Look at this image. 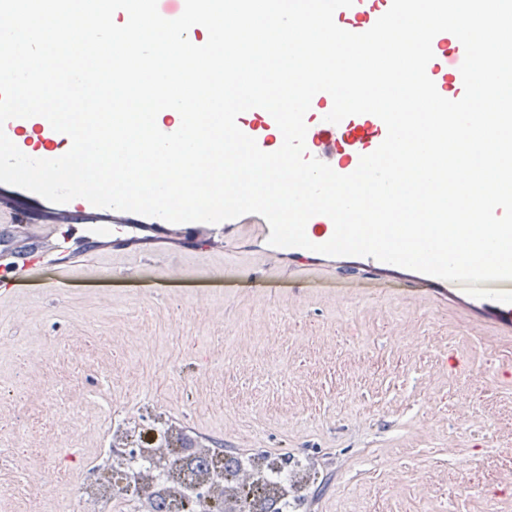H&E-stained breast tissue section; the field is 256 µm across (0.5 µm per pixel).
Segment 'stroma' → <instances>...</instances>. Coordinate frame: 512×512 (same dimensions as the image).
Returning <instances> with one entry per match:
<instances>
[{
    "mask_svg": "<svg viewBox=\"0 0 512 512\" xmlns=\"http://www.w3.org/2000/svg\"><path fill=\"white\" fill-rule=\"evenodd\" d=\"M25 230L45 263L0 305V387L23 388L0 402V448L45 443L64 384L86 395L92 462L101 405L139 406L212 448L324 461L318 512H512V334L454 298L342 267L302 280L217 238L88 224L75 249L71 224ZM58 262L79 271L41 287ZM68 343L89 347L85 365L20 361Z\"/></svg>",
    "mask_w": 512,
    "mask_h": 512,
    "instance_id": "obj_1",
    "label": "stroma"
}]
</instances>
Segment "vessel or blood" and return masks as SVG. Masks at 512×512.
<instances>
[{
	"label": "vessel or blood",
	"instance_id": "vessel-or-blood-1",
	"mask_svg": "<svg viewBox=\"0 0 512 512\" xmlns=\"http://www.w3.org/2000/svg\"><path fill=\"white\" fill-rule=\"evenodd\" d=\"M392 0H355L348 8L338 9L334 15L336 24L352 33L368 31L376 21L386 13ZM433 58L426 67L428 77L434 82L440 95H447L449 85H462L460 66L465 57V50L460 40L452 33H438L432 40ZM331 96L327 92L314 95L304 121L307 126L305 146L307 156L314 157L328 164L336 173L348 175L354 172L361 156L374 152L384 141L387 128L384 122L372 114L352 115L340 123L327 122L326 116L331 111ZM237 125L246 135L254 138L263 151H270L274 139L280 130L273 116L262 108L249 109L247 115L237 118ZM51 125L41 116L32 118H13L8 120L1 130L15 142L19 149L25 150L27 156H34V149L28 148L22 138L23 132L33 130L45 132ZM0 202L12 205L14 211L11 223L23 224L33 213L44 216L76 213L81 224H149L156 231L165 233L176 231L183 240L199 239L203 230L224 236L228 240L247 239L256 244L260 250H267L270 227L260 215L246 214L233 220L210 226L201 222H187L172 225L157 217H146L134 212L98 208L86 199L76 198L65 204H55L43 197L9 184L0 183ZM307 238L316 244L331 239L334 233L332 220L324 215H316L306 224ZM282 258L295 265L301 275L322 271L330 263V256L304 248L291 247L280 249ZM344 264L362 269L371 274L388 272L396 280L435 288L451 295L459 293V285L424 273L381 262L372 257L347 256ZM464 301L469 310L481 313L490 311L500 327L512 328V304H505L490 298L478 299L465 296Z\"/></svg>",
	"mask_w": 512,
	"mask_h": 512
}]
</instances>
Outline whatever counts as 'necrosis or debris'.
Returning a JSON list of instances; mask_svg holds the SVG:
<instances>
[{"mask_svg":"<svg viewBox=\"0 0 512 512\" xmlns=\"http://www.w3.org/2000/svg\"><path fill=\"white\" fill-rule=\"evenodd\" d=\"M103 447L114 467L102 473L89 467L74 487L63 512H107L115 503L155 502L163 508L185 506L187 512H258L265 485L283 494L278 512H304L301 477L309 466L305 454L288 448H255L240 457L231 474L213 476L211 448L191 451L192 469L173 477L169 467L181 435L163 416L146 419L142 412L108 413Z\"/></svg>","mask_w":512,"mask_h":512,"instance_id":"4bbe7bcc","label":"necrosis or debris"}]
</instances>
